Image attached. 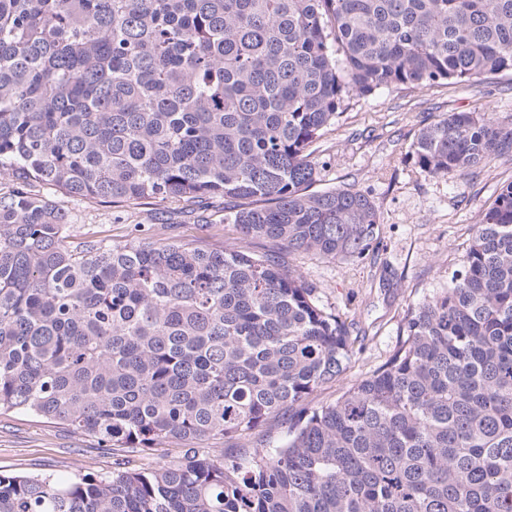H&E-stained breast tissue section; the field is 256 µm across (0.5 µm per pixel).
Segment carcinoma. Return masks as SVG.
Returning <instances> with one entry per match:
<instances>
[{
  "mask_svg": "<svg viewBox=\"0 0 512 512\" xmlns=\"http://www.w3.org/2000/svg\"><path fill=\"white\" fill-rule=\"evenodd\" d=\"M502 72L512 0H0V411L146 460L182 445L118 454L109 478L0 473V512H512V184L330 403L357 339L282 257L379 244L370 195L310 190L345 97ZM412 154L466 176L512 156V126L444 113ZM38 184L189 213L219 197L243 244L72 248Z\"/></svg>",
  "mask_w": 512,
  "mask_h": 512,
  "instance_id": "carcinoma-1",
  "label": "carcinoma"
}]
</instances>
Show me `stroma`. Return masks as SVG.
Here are the masks:
<instances>
[{
	"mask_svg": "<svg viewBox=\"0 0 512 512\" xmlns=\"http://www.w3.org/2000/svg\"><path fill=\"white\" fill-rule=\"evenodd\" d=\"M446 112H486L497 123L511 125L512 74L350 94L336 123L316 144L315 190L341 185L368 193L381 224L375 257L333 261L305 254L290 259L316 287L320 302L347 318L351 336L362 346L343 382L324 387L318 401L335 400L344 384L359 381L387 360L408 306L447 287L460 268L472 225L512 183V159L506 157L489 158L465 177L430 175L417 167L412 156L417 130ZM62 203L75 244L123 243L139 226L158 243L215 247L239 238L225 223L224 202L218 198L191 214L175 199L115 204L66 197ZM114 457L97 438L57 421L17 410L0 414V473L108 477Z\"/></svg>",
	"mask_w": 512,
	"mask_h": 512,
	"instance_id": "obj_1",
	"label": "stroma"
}]
</instances>
